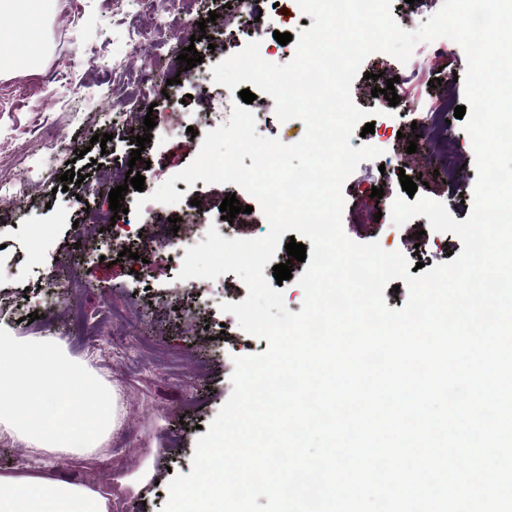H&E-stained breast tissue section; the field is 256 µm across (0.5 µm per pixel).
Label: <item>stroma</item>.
Wrapping results in <instances>:
<instances>
[{
  "label": "stroma",
  "mask_w": 512,
  "mask_h": 512,
  "mask_svg": "<svg viewBox=\"0 0 512 512\" xmlns=\"http://www.w3.org/2000/svg\"><path fill=\"white\" fill-rule=\"evenodd\" d=\"M234 0H207L198 6L200 18L222 12V29L207 27V37L191 42L183 27L178 0H56L52 11L33 13L23 20L24 42H0V51L12 53L15 66L0 74V162L12 168L25 163L43 135L61 144H75L83 158L73 165L56 159V174L67 171L98 176L100 171L127 166L132 144L121 135L127 123L143 128V116H131L128 101L142 91L144 62L156 70L148 97L156 125L142 151L137 171L145 176L146 192L174 179L182 207L199 200L219 208L226 194L241 205L251 206L248 223L234 227L236 237H264L268 223L254 198L237 185L179 180L198 155L200 138L170 133L176 114L198 111L196 89L189 72L178 59L184 47L204 51L207 38H215L226 54L246 43L259 42L264 60L284 64L288 49L274 32L298 35L306 19L296 0H262L260 7L270 20L245 34L232 16ZM167 19L166 29L150 28L151 15ZM140 24L147 34L138 48H131L126 31ZM411 61L419 74L401 85L400 93L427 106L447 93L457 105H465L464 84H447L450 73L465 74L466 57L456 42L437 53L430 43L416 45ZM405 64L386 53L367 57L362 74L352 83L355 105L365 111L374 103V88H385L387 79L404 74ZM180 77L179 97L164 95L167 79ZM111 92L112 105L102 108L100 98ZM256 114V131L286 145L301 141L306 133L302 120L278 121L275 101L258 93L250 106ZM412 114L394 112L375 116V130L353 134L352 147L372 144L379 158L362 161L343 187L345 207L342 225L346 235L359 243L378 242L388 252H402L410 263L425 269L448 262L460 254L461 240L450 233L431 230L424 216L394 225L389 212L402 191L400 175L422 177L419 194L443 203L454 220L468 219L477 179L471 140L460 119L442 138L416 136ZM113 132L106 145L91 144L99 130ZM416 153H408L409 143ZM457 154L463 164L457 188H450L437 169L443 154ZM33 195L0 214V326L32 336L65 334L69 353L102 369L123 394L125 416L121 428L108 440L99 459L84 462L59 459L54 474L75 484H90L111 496L112 512H161L168 499L173 475L189 474L201 428L209 427L232 392L233 359L265 352L267 340L240 328L234 315L214 303L209 289L197 280H180L172 257L159 248L144 249L139 235L142 220L124 215L122 229H100L85 223L78 198L90 205L108 207V196L89 195L87 189L54 191L38 164H26ZM382 188V199L371 196ZM145 252L144 277L131 271L130 252ZM51 279L58 298L44 303L39 288ZM214 337L212 346L204 338ZM151 467L155 483L139 486L135 476ZM44 465L17 443L0 440L1 474H36Z\"/></svg>",
  "instance_id": "stroma-1"
}]
</instances>
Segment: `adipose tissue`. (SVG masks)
<instances>
[{"instance_id": "obj_1", "label": "adipose tissue", "mask_w": 512, "mask_h": 512, "mask_svg": "<svg viewBox=\"0 0 512 512\" xmlns=\"http://www.w3.org/2000/svg\"><path fill=\"white\" fill-rule=\"evenodd\" d=\"M118 386L72 358L63 339L0 328V439L36 453L92 459L122 424ZM89 484L0 475V512H111Z\"/></svg>"}]
</instances>
